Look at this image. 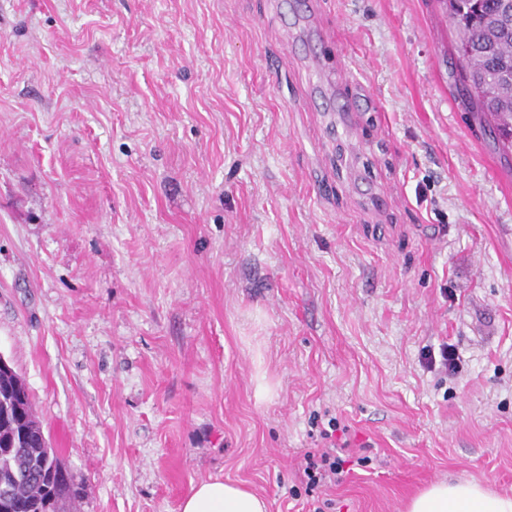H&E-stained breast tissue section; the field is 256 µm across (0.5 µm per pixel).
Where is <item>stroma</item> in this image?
Returning <instances> with one entry per match:
<instances>
[{
	"instance_id": "stroma-1",
	"label": "stroma",
	"mask_w": 512,
	"mask_h": 512,
	"mask_svg": "<svg viewBox=\"0 0 512 512\" xmlns=\"http://www.w3.org/2000/svg\"><path fill=\"white\" fill-rule=\"evenodd\" d=\"M456 40L438 0H0V357L80 512H306L333 417L332 512L512 493V150ZM332 448H314L304 454L303 479L306 490L313 492L324 485L339 482L346 460ZM180 512H268L267 503L243 486L224 480L196 485L182 500Z\"/></svg>"
}]
</instances>
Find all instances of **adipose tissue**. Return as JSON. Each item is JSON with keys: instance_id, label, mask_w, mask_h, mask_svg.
Here are the masks:
<instances>
[{"instance_id": "ef3b65f1", "label": "adipose tissue", "mask_w": 512, "mask_h": 512, "mask_svg": "<svg viewBox=\"0 0 512 512\" xmlns=\"http://www.w3.org/2000/svg\"><path fill=\"white\" fill-rule=\"evenodd\" d=\"M180 512H268L267 503L243 486L224 480L196 485ZM405 512H512V495L470 482L440 481L413 496Z\"/></svg>"}]
</instances>
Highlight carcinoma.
Returning <instances> with one entry per match:
<instances>
[{
  "mask_svg": "<svg viewBox=\"0 0 512 512\" xmlns=\"http://www.w3.org/2000/svg\"><path fill=\"white\" fill-rule=\"evenodd\" d=\"M459 82L501 147L512 144V0H457ZM80 491L51 448L29 389L0 371V512H78Z\"/></svg>",
  "mask_w": 512,
  "mask_h": 512,
  "instance_id": "carcinoma-1",
  "label": "carcinoma"
}]
</instances>
